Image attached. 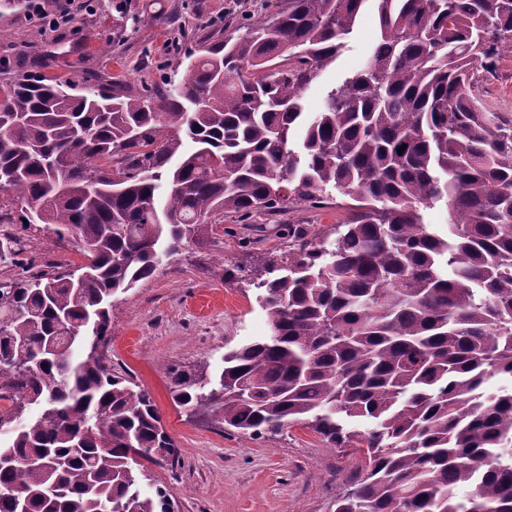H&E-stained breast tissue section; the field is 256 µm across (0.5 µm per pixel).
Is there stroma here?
Here are the masks:
<instances>
[{
    "instance_id": "35a3bbf8",
    "label": "stroma",
    "mask_w": 512,
    "mask_h": 512,
    "mask_svg": "<svg viewBox=\"0 0 512 512\" xmlns=\"http://www.w3.org/2000/svg\"><path fill=\"white\" fill-rule=\"evenodd\" d=\"M259 6L260 0H97L95 11L52 30L28 21L27 0H0V79L42 74L83 84L99 77L134 92L175 84L188 64L186 50L207 44L227 15H252ZM377 27V4L367 0L336 63L305 90L306 112L321 111L328 91L364 67ZM475 92L487 111L512 118V46L503 45L492 67L476 69ZM0 211L14 218L0 223V234L22 239L32 268L83 264L75 244L43 225L24 226L11 194L0 192ZM347 217L332 200L316 208L289 203L246 220L213 214L200 239L115 299L104 363L150 392L179 449L174 463L150 467L154 482L170 490L175 512H333L360 455L331 448L301 424L259 439L223 430L174 404L167 370L203 366L218 373L225 353L269 335L255 286L262 264L287 250L289 227L329 236ZM229 265L241 267L242 276L225 278Z\"/></svg>"
}]
</instances>
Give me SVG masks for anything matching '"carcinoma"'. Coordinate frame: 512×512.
Instances as JSON below:
<instances>
[{"label":"carcinoma","instance_id":"1","mask_svg":"<svg viewBox=\"0 0 512 512\" xmlns=\"http://www.w3.org/2000/svg\"><path fill=\"white\" fill-rule=\"evenodd\" d=\"M365 2L237 19L178 84L137 95L0 81V191L85 260L78 280H0V512H175L166 488L140 489L142 461L177 455L150 393L87 340H108L115 295L205 233L197 217L335 194L350 218L334 241L290 229L263 266L270 335L214 377L170 370L173 402L364 455L334 512H512V120L472 78L512 39V0H378L366 65L307 121L304 90ZM61 151V172L33 160ZM116 157L113 177L100 162ZM441 201L444 235L421 214ZM22 252L0 238L1 263Z\"/></svg>","mask_w":512,"mask_h":512}]
</instances>
